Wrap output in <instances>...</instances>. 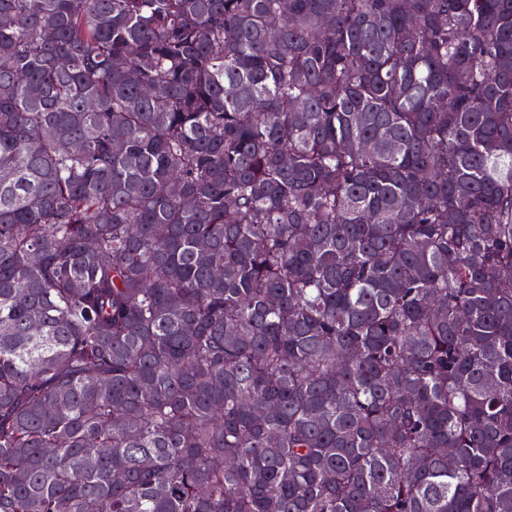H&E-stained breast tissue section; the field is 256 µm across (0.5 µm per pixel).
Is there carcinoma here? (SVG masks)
<instances>
[{
  "label": "carcinoma",
  "mask_w": 512,
  "mask_h": 512,
  "mask_svg": "<svg viewBox=\"0 0 512 512\" xmlns=\"http://www.w3.org/2000/svg\"><path fill=\"white\" fill-rule=\"evenodd\" d=\"M0 512H512V0H0Z\"/></svg>",
  "instance_id": "1"
}]
</instances>
